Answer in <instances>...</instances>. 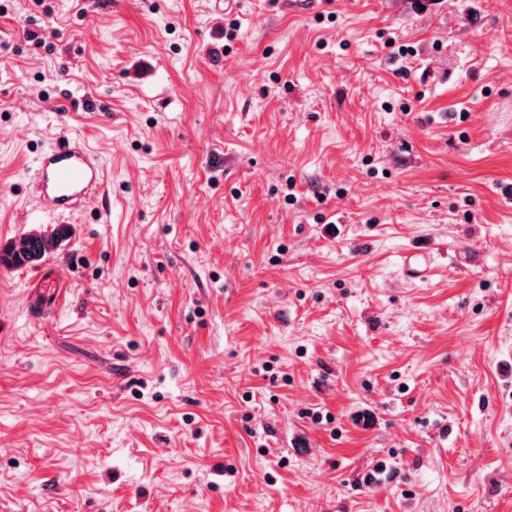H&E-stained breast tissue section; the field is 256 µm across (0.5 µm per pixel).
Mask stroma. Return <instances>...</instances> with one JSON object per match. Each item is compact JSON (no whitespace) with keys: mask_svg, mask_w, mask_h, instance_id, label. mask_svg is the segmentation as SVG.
<instances>
[{"mask_svg":"<svg viewBox=\"0 0 512 512\" xmlns=\"http://www.w3.org/2000/svg\"><path fill=\"white\" fill-rule=\"evenodd\" d=\"M277 2L0 0V512H512V0ZM104 172L87 146L74 137H62L37 158L35 184L38 197L59 213L71 212L99 198ZM70 235L67 225H59L51 233L39 232L36 236H25L26 246L24 249H17L21 246V238L14 244L6 246L1 250L0 265L5 269L20 267H31L44 258L45 255L56 249L63 240ZM434 255L429 248H413L401 256L399 266L402 275L409 281L423 282L433 270ZM59 281L51 275H40L37 279L29 304V313L35 318L44 316L49 311V304L44 300V292H48L49 288H58Z\"/></svg>","mask_w":512,"mask_h":512,"instance_id":"stroma-1","label":"stroma"}]
</instances>
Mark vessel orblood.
I'll use <instances>...</instances> for the list:
<instances>
[{
    "mask_svg": "<svg viewBox=\"0 0 512 512\" xmlns=\"http://www.w3.org/2000/svg\"><path fill=\"white\" fill-rule=\"evenodd\" d=\"M104 172L95 155L77 138L63 137L37 158L35 184L40 199L49 202L59 213L73 211L90 199L99 197ZM434 255L427 248H413L404 253L399 266L410 281H425L433 270ZM59 282L43 274L37 279L29 304L31 316H44L49 305L44 294Z\"/></svg>",
    "mask_w": 512,
    "mask_h": 512,
    "instance_id": "b4317fda",
    "label": "vessel or blood"
}]
</instances>
